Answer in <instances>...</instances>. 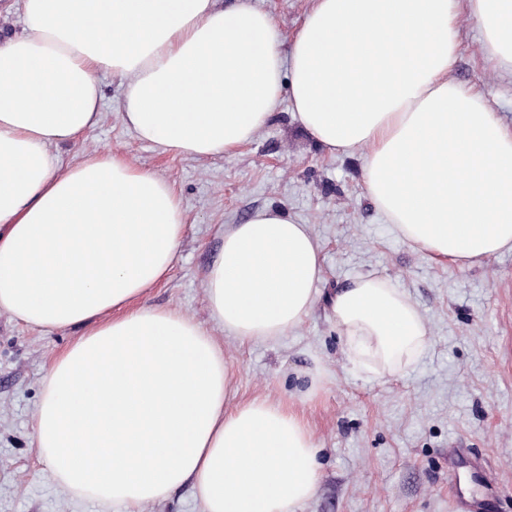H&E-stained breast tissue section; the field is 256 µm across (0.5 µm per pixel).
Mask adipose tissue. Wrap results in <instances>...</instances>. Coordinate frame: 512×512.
<instances>
[{
    "label": "adipose tissue",
    "instance_id": "1",
    "mask_svg": "<svg viewBox=\"0 0 512 512\" xmlns=\"http://www.w3.org/2000/svg\"><path fill=\"white\" fill-rule=\"evenodd\" d=\"M22 13L24 32L0 39V312L85 328L43 380L34 441L49 476L120 512L187 484L202 512H295L319 482L304 417L231 404L223 347L144 301L186 224L172 184L109 150L69 163L60 150L99 124L103 74L137 140L191 157L236 152L286 97L317 143L363 155L365 190L406 242L464 266L512 250V128L449 73L464 14L512 73V0H312L286 56L248 0H22ZM321 280L308 226L264 209L225 230L205 296L228 334L274 340ZM328 305L366 370L402 369L427 341L388 280L356 278Z\"/></svg>",
    "mask_w": 512,
    "mask_h": 512
}]
</instances>
